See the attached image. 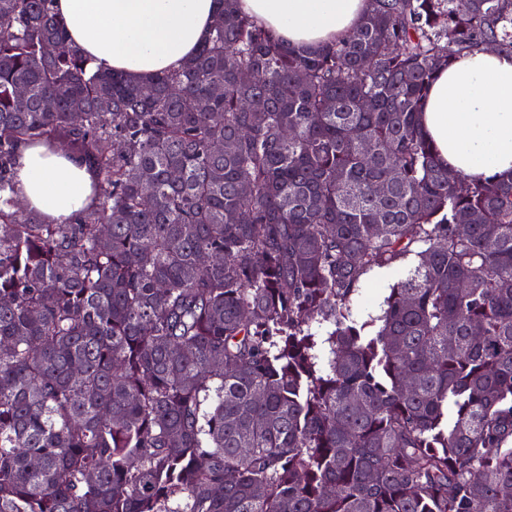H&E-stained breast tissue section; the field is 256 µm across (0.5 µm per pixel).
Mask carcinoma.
I'll return each mask as SVG.
<instances>
[{"mask_svg": "<svg viewBox=\"0 0 512 512\" xmlns=\"http://www.w3.org/2000/svg\"><path fill=\"white\" fill-rule=\"evenodd\" d=\"M51 2L0 0V512H512V177L420 126L452 57L512 54V0H368L314 48L220 0L149 81ZM24 142L91 206L15 210ZM396 281L397 275L392 268L375 269L366 276L362 289L353 297L351 304L359 322L374 320L382 313L384 298Z\"/></svg>", "mask_w": 512, "mask_h": 512, "instance_id": "obj_1", "label": "carcinoma"}]
</instances>
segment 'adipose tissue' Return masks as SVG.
<instances>
[{
	"label": "adipose tissue",
	"mask_w": 512,
	"mask_h": 512,
	"mask_svg": "<svg viewBox=\"0 0 512 512\" xmlns=\"http://www.w3.org/2000/svg\"><path fill=\"white\" fill-rule=\"evenodd\" d=\"M219 0H54L74 45L102 67L145 80L189 58L206 39ZM266 30L292 45L349 34L368 0H241ZM423 129L450 170L472 178L512 175V55L457 56L432 83ZM26 210L65 222L92 203L95 175L60 148L18 149Z\"/></svg>",
	"instance_id": "ef3b65f1"
}]
</instances>
